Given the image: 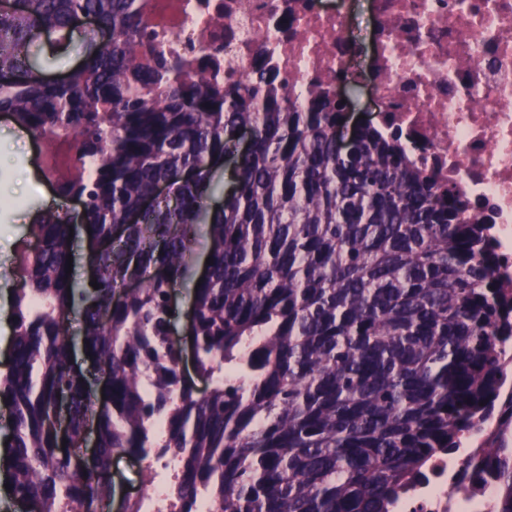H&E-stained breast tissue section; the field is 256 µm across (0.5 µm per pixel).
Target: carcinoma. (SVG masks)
Returning <instances> with one entry per match:
<instances>
[{"label":"carcinoma","instance_id":"cac0c4a2","mask_svg":"<svg viewBox=\"0 0 512 512\" xmlns=\"http://www.w3.org/2000/svg\"><path fill=\"white\" fill-rule=\"evenodd\" d=\"M104 38L65 78L31 60L39 31ZM137 0H0V112L36 137L78 143L75 178L38 211L10 280L0 405V499L38 512H106L113 459L178 457L169 512H392L437 451L498 404L512 294L483 224L369 125L336 145L348 104L286 105L288 81L258 70L224 86L151 48ZM253 131L235 189L211 210L213 168ZM160 183L166 196L142 207ZM90 228L98 288L67 273L70 228ZM186 344L172 343L170 292L201 240ZM132 281L142 283L125 292ZM80 316L89 368L72 365ZM155 369L154 391L145 374ZM104 381L105 398L94 387ZM164 423L155 434L151 420ZM95 452L81 451L88 424ZM512 512V448L485 449ZM11 491H6L4 484Z\"/></svg>","mask_w":512,"mask_h":512}]
</instances>
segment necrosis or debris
I'll return each mask as SVG.
<instances>
[{
	"mask_svg": "<svg viewBox=\"0 0 512 512\" xmlns=\"http://www.w3.org/2000/svg\"><path fill=\"white\" fill-rule=\"evenodd\" d=\"M166 56L215 57L227 81L248 82L255 60L286 76L292 102L368 98L364 123L399 136L409 161L464 202L463 224H487L496 275L512 288V0H144ZM491 416L463 431L462 455H432L397 512H496L498 483L484 445Z\"/></svg>",
	"mask_w": 512,
	"mask_h": 512,
	"instance_id": "4bbe7bcc",
	"label": "necrosis or debris"
}]
</instances>
